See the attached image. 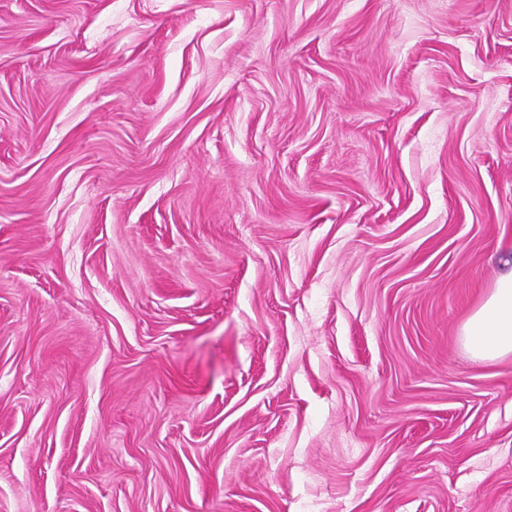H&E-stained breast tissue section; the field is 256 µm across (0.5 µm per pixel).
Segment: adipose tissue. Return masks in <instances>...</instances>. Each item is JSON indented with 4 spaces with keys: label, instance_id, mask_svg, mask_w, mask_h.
Wrapping results in <instances>:
<instances>
[{
    "label": "adipose tissue",
    "instance_id": "1",
    "mask_svg": "<svg viewBox=\"0 0 512 512\" xmlns=\"http://www.w3.org/2000/svg\"><path fill=\"white\" fill-rule=\"evenodd\" d=\"M462 334L478 357L512 354V274L501 278L488 298L467 319Z\"/></svg>",
    "mask_w": 512,
    "mask_h": 512
}]
</instances>
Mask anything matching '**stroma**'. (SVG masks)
Instances as JSON below:
<instances>
[{"mask_svg": "<svg viewBox=\"0 0 512 512\" xmlns=\"http://www.w3.org/2000/svg\"><path fill=\"white\" fill-rule=\"evenodd\" d=\"M512 0H0V512H512ZM462 336L480 358L512 354V274L495 284L488 298L467 319Z\"/></svg>", "mask_w": 512, "mask_h": 512, "instance_id": "stroma-1", "label": "stroma"}]
</instances>
